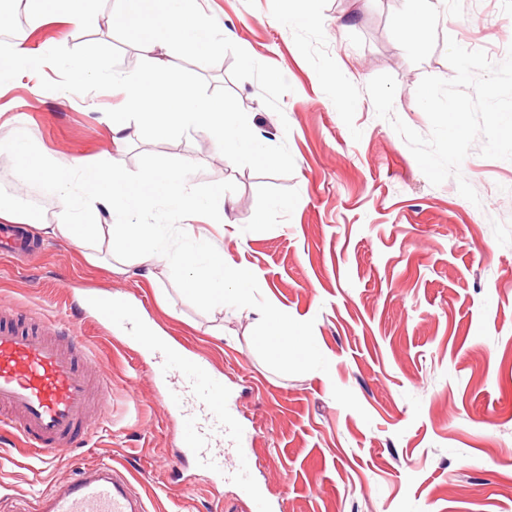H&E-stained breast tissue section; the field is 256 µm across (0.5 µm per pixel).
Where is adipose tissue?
<instances>
[{
	"label": "adipose tissue",
	"mask_w": 512,
	"mask_h": 512,
	"mask_svg": "<svg viewBox=\"0 0 512 512\" xmlns=\"http://www.w3.org/2000/svg\"><path fill=\"white\" fill-rule=\"evenodd\" d=\"M110 19L125 28L145 49L156 45L183 44L201 54L220 49L222 42L194 19L196 0H115ZM143 80L140 72L113 77V85L125 88L126 114H113L110 122L117 137L116 147H123L122 131L128 130L129 114L156 111L161 100L176 82L165 60L151 58ZM175 106L185 125L208 126L213 130L212 148L218 157L236 155L253 144L250 130L230 113L209 99L180 95ZM11 151L19 153L23 163L18 169L17 183L26 186L31 177L50 178L58 190L60 220L40 225L43 237L78 246L89 263H99L97 242L103 227L90 223L89 214L97 206H116L130 212L142 209L160 197L168 198L184 219L181 231L186 238L197 241L190 253L172 254L154 243V227L150 224L123 223L111 230L119 245L107 263L109 272L124 275L129 264H136L144 276H152L155 268L179 271L188 294L210 307H223L224 287L236 285L240 306L251 304L248 281L224 258L223 252L205 239L195 236L193 219L204 209L203 202L186 193L184 175L168 169H154L140 176H129L118 162L91 163L79 157H61L45 163L37 152L20 139L14 140Z\"/></svg>",
	"instance_id": "1"
}]
</instances>
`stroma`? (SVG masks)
<instances>
[{"mask_svg":"<svg viewBox=\"0 0 512 512\" xmlns=\"http://www.w3.org/2000/svg\"><path fill=\"white\" fill-rule=\"evenodd\" d=\"M93 24L56 17L24 40L48 63L38 81L17 72L0 86V191L13 186L17 124L43 155L103 162L117 151L108 114L122 111L116 72L146 54L93 0ZM198 21L222 52L160 53L176 92L223 103L251 128L254 151L220 158L211 130L131 116L129 175L186 168L188 193L211 203L196 233L253 277L252 306L226 287L223 309L184 295L175 273L113 276L81 249L23 230L26 263L0 255V303L64 318L91 339L112 374V420L45 466L0 425V512L73 478L85 463L129 469L152 512H252V490L282 512H512V161L471 151L461 165L480 202L457 180L431 185L403 139L376 115L366 91L376 75L397 82L394 112L421 134L415 91L427 75L452 78L445 40L502 62L512 0H437L424 34L407 38V0H198ZM94 53L99 77L83 102L65 100L67 59ZM158 227L172 253L192 250L165 199L131 216ZM93 290L131 305L134 320L101 327L73 314ZM288 319V359L260 342L258 308ZM165 337L210 362L251 428L248 480L202 469L180 446L182 419L158 400L159 354L141 334Z\"/></svg>","mask_w":512,"mask_h":512,"instance_id":"1","label":"stroma"}]
</instances>
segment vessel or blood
<instances>
[{
    "mask_svg": "<svg viewBox=\"0 0 512 512\" xmlns=\"http://www.w3.org/2000/svg\"><path fill=\"white\" fill-rule=\"evenodd\" d=\"M82 313L102 321L131 318V309L107 305L95 294L84 297ZM92 344L70 325L40 315L20 316L0 307V423L22 445L53 461L56 451L73 447L88 419L112 413V377L90 374ZM162 404L181 409L183 448L205 468L223 473L225 441L240 473L251 467V448L225 406L224 381L207 361L168 350L162 367ZM26 512H149L132 474L121 465L87 463L75 477L37 495Z\"/></svg>",
    "mask_w": 512,
    "mask_h": 512,
    "instance_id": "vessel-or-blood-1",
    "label": "vessel or blood"
}]
</instances>
